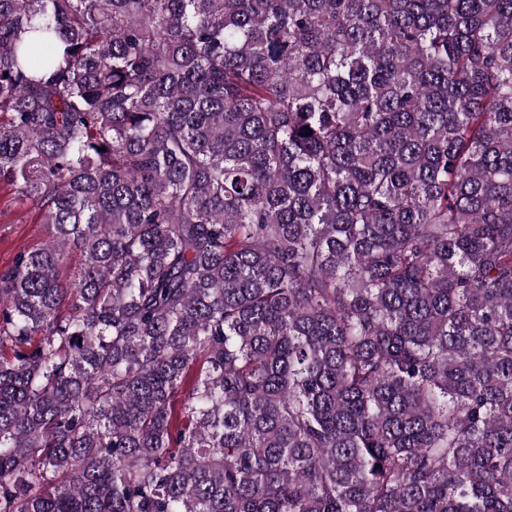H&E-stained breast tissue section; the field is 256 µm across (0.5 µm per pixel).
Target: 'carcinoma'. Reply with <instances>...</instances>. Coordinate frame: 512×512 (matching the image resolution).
<instances>
[{"label": "carcinoma", "instance_id": "cac0c4a2", "mask_svg": "<svg viewBox=\"0 0 512 512\" xmlns=\"http://www.w3.org/2000/svg\"><path fill=\"white\" fill-rule=\"evenodd\" d=\"M0 185V512H512V0H0ZM32 203L18 201L8 188L0 190V271L11 265L17 252L32 249L46 238L41 224H34Z\"/></svg>", "mask_w": 512, "mask_h": 512}]
</instances>
